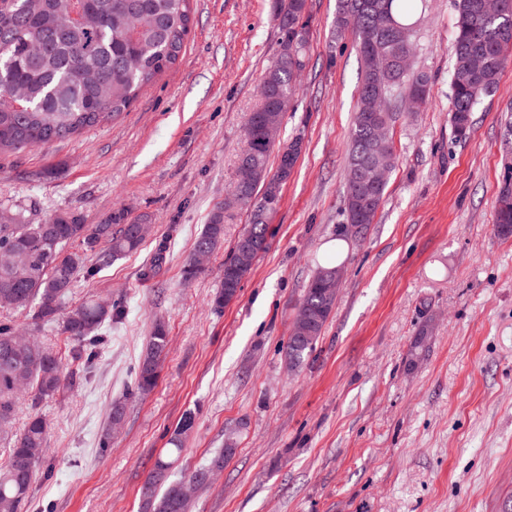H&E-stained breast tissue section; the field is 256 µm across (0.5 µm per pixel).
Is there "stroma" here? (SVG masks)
I'll list each match as a JSON object with an SVG mask.
<instances>
[{"instance_id":"stroma-1","label":"stroma","mask_w":512,"mask_h":512,"mask_svg":"<svg viewBox=\"0 0 512 512\" xmlns=\"http://www.w3.org/2000/svg\"><path fill=\"white\" fill-rule=\"evenodd\" d=\"M186 52L128 111L80 136L0 158V202L29 223L73 212L100 223L146 217L141 250L78 276L67 307L120 304L91 375L66 354L58 326L11 322L64 355L65 388L39 408L44 462L22 512H141L158 461L169 480L235 454L192 499L190 512H501L512 498V236L496 231L497 195L512 156L503 111L512 58L476 106L470 136L452 131L448 96L454 0H427L414 66L426 102L390 132L396 164L374 224L353 242L344 221L346 143L362 62L336 31V0H307L306 66L279 129L302 152L268 222L266 250L237 298L210 304L227 248L249 222L235 209L223 249L184 283L182 268L236 179L244 128L280 32L274 0H194ZM344 264L315 352L289 368L296 308L317 265ZM169 336L156 388L131 395L152 323ZM124 402L120 429L107 426ZM195 422L181 453L168 440ZM109 442H102L103 432Z\"/></svg>"}]
</instances>
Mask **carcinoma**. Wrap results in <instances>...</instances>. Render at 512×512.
Here are the masks:
<instances>
[{"label": "carcinoma", "instance_id": "cac0c4a2", "mask_svg": "<svg viewBox=\"0 0 512 512\" xmlns=\"http://www.w3.org/2000/svg\"><path fill=\"white\" fill-rule=\"evenodd\" d=\"M418 4L414 0H338L337 28L356 26L355 38L365 63L352 129L346 144V223L364 232L374 223L385 187L362 184L370 179L376 154L394 156L388 136L376 135L374 126L389 131L396 113L371 98L383 84L384 99L402 102L420 92L429 93L428 77L413 70L414 33ZM458 18L450 68L449 112L455 138H468L472 114L483 94L493 92L512 49V0H457ZM306 0H276L274 17L281 34L280 51L263 78L267 95L250 113L244 131L245 148L258 176L245 190L234 183L239 203L251 209L250 224L235 239L224 259L222 290L212 300L224 308V289L239 287L265 250L269 224L265 203L280 202L285 168H294L299 140L278 153L275 172L268 170L273 145L265 139L262 119L279 125L296 93V73L305 66L309 21ZM192 25V0H0V157L28 147L51 144L79 136L128 110L141 90L171 69L183 56ZM97 72L93 83L79 69ZM0 294L14 298V307L27 310L34 325L59 323L71 343L75 361L90 365L98 356L102 327L120 315L114 304L90 300L63 311L80 272L94 255L104 264L142 247L153 235L145 218L128 219L113 212L98 224H86L75 213H58L52 230L30 224L22 211L0 205ZM224 212L217 209L193 251L213 254L224 241ZM499 235H512V205L497 207ZM76 243L78 250L63 253ZM341 268L331 262L316 268L294 318L298 335L311 339L287 343L286 357L302 364L313 353L329 318L336 296L326 293L324 277ZM18 329L0 323V420L13 421L23 397L32 405L54 397L65 386L61 357L28 336L7 346L4 340ZM169 337L163 323L153 325L145 354L135 372L133 394L146 395L157 385L154 366L167 350ZM187 415L169 444L179 453L182 436L193 428ZM47 425L34 416L0 462V512H22L40 459L26 462L30 448L45 444ZM169 464L159 462L141 489L144 512H188L189 503L173 508L170 482L158 492L159 472Z\"/></svg>", "mask_w": 512, "mask_h": 512}]
</instances>
